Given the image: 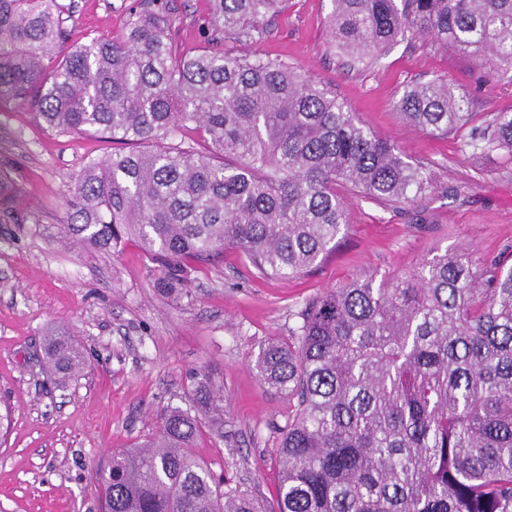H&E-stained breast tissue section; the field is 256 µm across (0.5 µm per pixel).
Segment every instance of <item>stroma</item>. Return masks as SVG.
Returning <instances> with one entry per match:
<instances>
[{
    "instance_id": "stroma-1",
    "label": "stroma",
    "mask_w": 512,
    "mask_h": 512,
    "mask_svg": "<svg viewBox=\"0 0 512 512\" xmlns=\"http://www.w3.org/2000/svg\"><path fill=\"white\" fill-rule=\"evenodd\" d=\"M72 2L68 26L81 40L123 32L133 0ZM177 5L174 42L200 47L209 0ZM331 11L332 0H288L261 40L224 46L279 57L334 88L365 127L425 165L434 187L414 205L345 193L349 225L339 246L296 279L262 275L228 248L200 266L190 298L158 294L160 270L136 243L112 254L74 245L64 232L71 176L110 154L111 143L48 131L24 108L0 110V171L17 189L0 206V413L10 414L0 438V512H101L96 467L155 432L168 408L186 406L189 374L201 368L224 393V440L201 429L195 455L277 512L278 448L295 401L253 369L259 347L287 341L308 299L359 276H405L462 247L512 266V159L469 144L472 127L512 113V82L420 38L347 69L328 48ZM432 80L465 96L469 127L436 138L401 123L404 90ZM59 330L77 336L86 358L83 372L63 382L38 365L43 337Z\"/></svg>"
}]
</instances>
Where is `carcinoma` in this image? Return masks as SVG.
Instances as JSON below:
<instances>
[{
	"label": "carcinoma",
	"instance_id": "carcinoma-1",
	"mask_svg": "<svg viewBox=\"0 0 512 512\" xmlns=\"http://www.w3.org/2000/svg\"><path fill=\"white\" fill-rule=\"evenodd\" d=\"M206 41L180 52L164 0H137L119 37L68 45L70 5L0 0V104L43 128L119 148L64 193L72 242L117 252L133 240L181 300L196 265L242 251L260 273L294 278L336 250L347 210L336 187L393 204L433 188L426 168L374 135L332 88L224 38L262 36L286 0H211ZM329 48L364 63L408 38L512 73V0H333ZM443 81L406 89L399 117L435 136L465 126ZM512 158V113L472 134ZM288 343L255 368L297 405L278 450V512H512V267L462 248L413 273L355 278L309 299ZM45 364L79 374L77 337L44 338ZM189 407L116 451L98 471L103 512H265L217 483L195 456L205 419L224 439V394L190 374Z\"/></svg>",
	"mask_w": 512,
	"mask_h": 512
}]
</instances>
